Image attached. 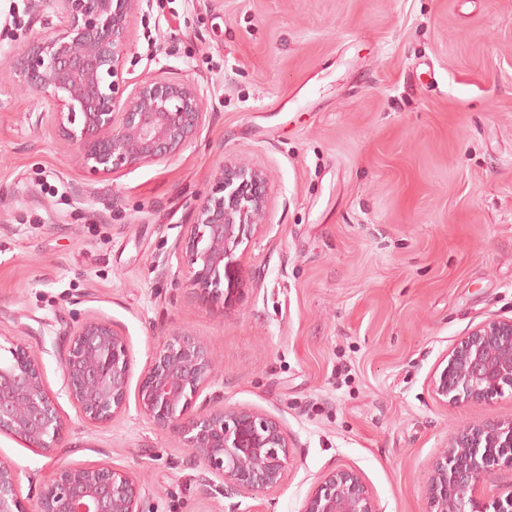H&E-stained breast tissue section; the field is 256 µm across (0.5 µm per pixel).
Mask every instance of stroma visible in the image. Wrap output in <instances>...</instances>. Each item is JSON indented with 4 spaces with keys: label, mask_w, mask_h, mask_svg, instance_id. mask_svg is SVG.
Instances as JSON below:
<instances>
[{
    "label": "stroma",
    "mask_w": 512,
    "mask_h": 512,
    "mask_svg": "<svg viewBox=\"0 0 512 512\" xmlns=\"http://www.w3.org/2000/svg\"><path fill=\"white\" fill-rule=\"evenodd\" d=\"M53 10L0 0V70ZM123 75L197 83L207 120L179 156L83 170L47 99L0 80V347L22 340L68 421L47 456L0 435L33 506L56 469L106 464L144 512H301L357 469L379 512H429L441 448L512 420V391L448 405L441 359L512 319V0H144ZM268 179V222L236 247L231 294L200 302L178 245L221 162ZM92 315L133 358L124 409L88 424L65 386V333ZM205 338L228 406L278 418L277 489L203 494L186 452L138 408L164 337Z\"/></svg>",
    "instance_id": "stroma-1"
}]
</instances>
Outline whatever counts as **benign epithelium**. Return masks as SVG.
<instances>
[{"mask_svg": "<svg viewBox=\"0 0 512 512\" xmlns=\"http://www.w3.org/2000/svg\"><path fill=\"white\" fill-rule=\"evenodd\" d=\"M58 6L60 28L37 36L15 55L8 77L55 106L58 131L75 146L80 165L108 174L148 160L180 154L205 124L203 94L193 82L153 76L123 77L130 19L142 0H30L36 11ZM268 182L259 168L226 162L210 195L194 207L195 221L180 241L187 260L186 286L200 299L222 294L220 269L233 263L243 237L267 223ZM62 367L69 396L85 420L105 426L122 411L132 374L126 335L113 322L86 318L66 333ZM0 359V435L17 437L51 456L62 447L68 424L48 391L40 360L23 341ZM436 366L431 389L443 403L486 399L512 389V319L484 322ZM216 365L197 336L173 333L154 352L138 387L140 412L176 437L200 472L206 494L226 498L273 490L284 481L290 445L276 417L249 408L220 407L204 398ZM512 467V421L465 426L432 466L427 486L431 512L477 504L479 474ZM142 487L129 472L109 465L58 468L34 510L20 495L17 467L0 459V512H142ZM301 512H378L359 472L326 471Z\"/></svg>", "mask_w": 512, "mask_h": 512, "instance_id": "7a95c632", "label": "benign epithelium"}]
</instances>
